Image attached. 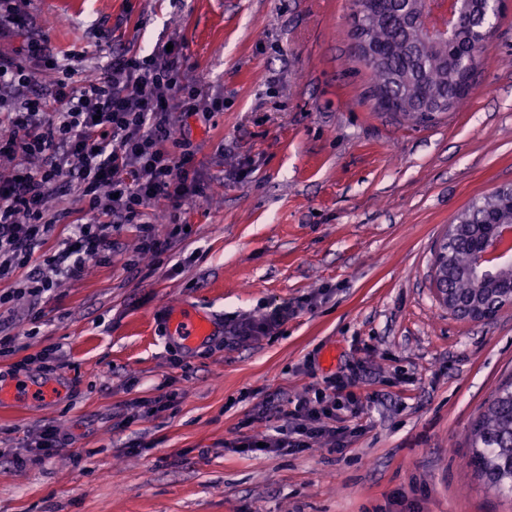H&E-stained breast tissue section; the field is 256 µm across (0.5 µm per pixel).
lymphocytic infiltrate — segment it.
Returning a JSON list of instances; mask_svg holds the SVG:
<instances>
[{
	"label": "lymphocytic infiltrate",
	"mask_w": 512,
	"mask_h": 512,
	"mask_svg": "<svg viewBox=\"0 0 512 512\" xmlns=\"http://www.w3.org/2000/svg\"><path fill=\"white\" fill-rule=\"evenodd\" d=\"M27 48L55 77L47 94L29 97L33 70L0 49V93H10L0 96V281L20 279L0 294V305L36 304L90 264L111 261V236L121 224L136 226L142 256L171 251L184 226L159 233L147 209L160 201L181 206L192 191L196 152L175 116L207 118L224 109L223 96L189 78L175 34L148 51L113 53L95 79L82 83L44 41L29 39ZM64 179L79 209L53 208L52 192ZM62 224L68 236L47 250ZM356 383L348 375L328 379L322 390L280 409L273 433L242 436L239 445L297 452L323 440L344 452L348 436L365 429L361 406L347 400Z\"/></svg>",
	"instance_id": "1"
}]
</instances>
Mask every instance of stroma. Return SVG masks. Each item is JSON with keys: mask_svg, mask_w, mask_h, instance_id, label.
Masks as SVG:
<instances>
[{"mask_svg": "<svg viewBox=\"0 0 512 512\" xmlns=\"http://www.w3.org/2000/svg\"><path fill=\"white\" fill-rule=\"evenodd\" d=\"M351 13L352 0H31L29 36L80 53L90 79L113 48L178 33L224 109L189 123L205 193L150 208L160 232L189 226L155 267L128 272L125 224L111 263L0 312L15 338L0 354V512H512L469 463L472 425L512 378V308L455 319L431 277L448 224L512 184V0L466 106L417 125L374 110ZM181 308L215 335L185 345L169 325ZM277 309L270 335L233 336ZM46 349L48 376L30 361ZM352 368L366 430L343 453L237 448ZM46 425L69 443L39 459L27 442Z\"/></svg>", "mask_w": 512, "mask_h": 512, "instance_id": "stroma-1", "label": "stroma"}]
</instances>
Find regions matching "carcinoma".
Listing matches in <instances>:
<instances>
[{"label":"carcinoma","mask_w":512,"mask_h":512,"mask_svg":"<svg viewBox=\"0 0 512 512\" xmlns=\"http://www.w3.org/2000/svg\"><path fill=\"white\" fill-rule=\"evenodd\" d=\"M458 16L447 37L429 35L417 22L439 0H353V57L370 74L371 96L381 111L416 123L454 112L469 95L479 52L494 32L487 0H456ZM512 194L502 190L473 200L461 212L467 224H512ZM438 258L448 263V293L467 305L494 302L508 283L488 277L476 287L468 230L445 237ZM470 463L484 483L512 496V382L499 388L472 430Z\"/></svg>","instance_id":"cac0c4a2"}]
</instances>
